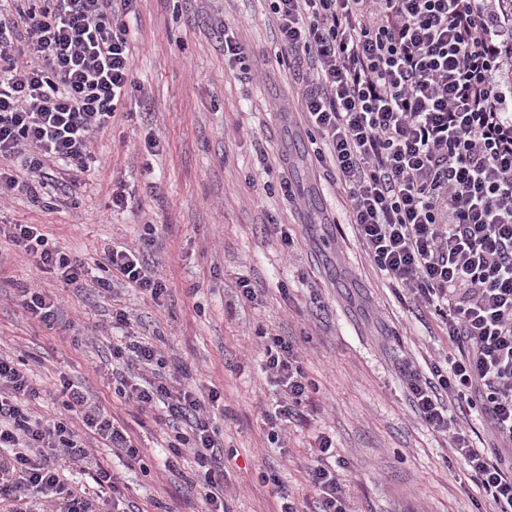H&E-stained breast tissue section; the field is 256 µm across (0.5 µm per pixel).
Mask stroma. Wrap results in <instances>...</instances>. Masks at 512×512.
Here are the masks:
<instances>
[{
	"label": "stroma",
	"mask_w": 512,
	"mask_h": 512,
	"mask_svg": "<svg viewBox=\"0 0 512 512\" xmlns=\"http://www.w3.org/2000/svg\"><path fill=\"white\" fill-rule=\"evenodd\" d=\"M127 23L135 87L96 136L95 165L53 172L72 184L76 203L36 206L22 193L0 200L5 221L41 225L52 244L90 266L104 264L112 243L138 247L168 286L160 307L119 282L93 295L37 271L0 236V355L23 357L44 390L37 411L48 417L62 410L60 376L82 382L143 458L95 442L87 461L65 466V479L91 485L102 466L140 512L205 508L193 455L173 456L155 412L112 394L109 321L125 306L162 352L166 376L221 393L211 418L223 432L229 512H277L266 474L301 493L321 432L335 445L328 465L352 512H479L472 478L415 414L401 372L405 355H447L446 331L399 298L361 252L336 178L313 155L303 85L281 55L267 0H139ZM220 24L244 43L250 78L225 64ZM148 134L159 155L141 151ZM118 177L131 196L119 213L107 208ZM278 224L292 250L282 248ZM242 280L256 302L242 298ZM24 287L56 294L60 322L28 318L15 300ZM267 334L295 342L317 387L282 448L264 423Z\"/></svg>",
	"instance_id": "obj_1"
}]
</instances>
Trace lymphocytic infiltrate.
I'll use <instances>...</instances> for the list:
<instances>
[{
    "label": "lymphocytic infiltrate",
    "instance_id": "lymphocytic-infiltrate-1",
    "mask_svg": "<svg viewBox=\"0 0 512 512\" xmlns=\"http://www.w3.org/2000/svg\"><path fill=\"white\" fill-rule=\"evenodd\" d=\"M138 0H12L0 12V196L41 200L50 165L87 170L96 134L113 122L133 85L131 30ZM288 64L307 71L301 110L347 193L349 222L371 265L396 293L433 311L455 348L429 372L404 361L420 419L450 448L496 512H512V469L475 447L454 423L449 402L485 418L495 440L512 446V103L501 87L512 28L495 0H269ZM7 237L37 270L68 284L109 290L79 257L51 245L36 224H11ZM110 273L161 304L165 282L139 251L111 246ZM276 405L266 414L282 430L314 389L298 348L265 341ZM143 382L116 390L143 409L163 407L172 453L192 451L206 512H225L223 442L210 415L218 392L178 387L162 375L158 348L140 339L112 347ZM64 415L41 419L43 394L23 360L0 356V512H101L100 489L124 498L111 470L93 489L67 486L62 462L88 458L85 437L140 460L127 429L83 387L60 381ZM318 434L307 465L316 512H349Z\"/></svg>",
    "mask_w": 512,
    "mask_h": 512
}]
</instances>
